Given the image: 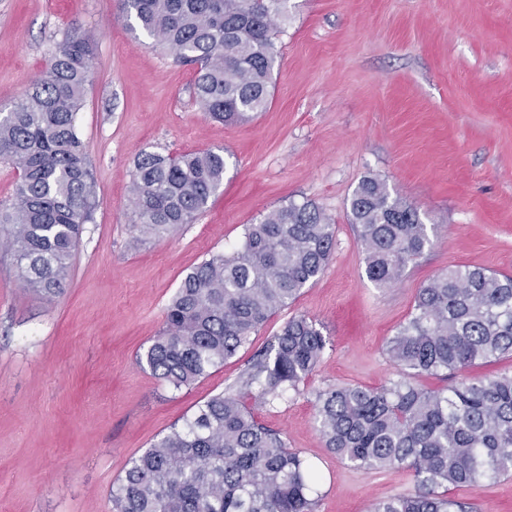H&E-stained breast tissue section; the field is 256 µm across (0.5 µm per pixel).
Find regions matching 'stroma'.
I'll return each instance as SVG.
<instances>
[{
  "mask_svg": "<svg viewBox=\"0 0 512 512\" xmlns=\"http://www.w3.org/2000/svg\"><path fill=\"white\" fill-rule=\"evenodd\" d=\"M73 30L94 42L77 124L96 207L54 295L17 278L0 227V512H110L132 460L239 386L256 350L298 314L319 324L322 361L298 391L247 406L319 472L315 512H371L412 493L410 470L356 468L325 448L315 393L396 380L388 341L434 275L465 265L512 274V0H288L268 107L232 124L199 109L194 69L131 31L118 0H0V112ZM210 149L223 150L226 171L206 210L167 236H139L129 202L138 155ZM369 174L434 228L432 247L388 288L367 278L348 221ZM304 199L336 224L317 281L191 386L174 390L139 366L185 275L245 225ZM450 494L474 512H512V476Z\"/></svg>",
  "mask_w": 512,
  "mask_h": 512,
  "instance_id": "obj_1",
  "label": "stroma"
}]
</instances>
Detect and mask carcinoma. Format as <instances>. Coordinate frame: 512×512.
I'll return each mask as SVG.
<instances>
[{
  "label": "carcinoma",
  "instance_id": "cac0c4a2",
  "mask_svg": "<svg viewBox=\"0 0 512 512\" xmlns=\"http://www.w3.org/2000/svg\"><path fill=\"white\" fill-rule=\"evenodd\" d=\"M287 0H120L121 16L196 68L201 111L222 123L266 110L278 52L272 40ZM90 37L70 32L12 110L0 113V160L21 172L0 207L17 277L51 295L63 288L96 181L77 126L94 77ZM224 151L179 156L143 151L130 183L135 226L162 237L201 213L224 183ZM365 273L397 283L432 245L418 208L375 174L349 200ZM336 224L310 200L275 208L245 227L229 253L210 255L182 279L140 365L179 390L224 364L277 311L312 285L330 260ZM326 339L295 315L259 349L238 392L215 395L132 461L112 485V512H314L319 475L283 434L257 421L247 393L272 405L317 368ZM400 378L388 387L331 386L316 395L325 446L358 468L405 467L415 492L372 512H469L441 487L479 488L512 472V372L469 377L512 359V275L454 266L417 290L413 311L387 345ZM447 377L441 390L422 375Z\"/></svg>",
  "mask_w": 512,
  "mask_h": 512
}]
</instances>
